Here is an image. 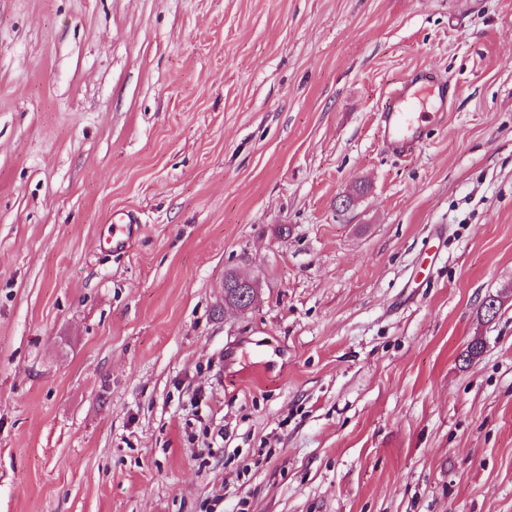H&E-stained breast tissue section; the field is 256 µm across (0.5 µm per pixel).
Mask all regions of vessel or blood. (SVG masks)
<instances>
[{"label": "vessel or blood", "instance_id": "vessel-or-blood-1", "mask_svg": "<svg viewBox=\"0 0 512 512\" xmlns=\"http://www.w3.org/2000/svg\"><path fill=\"white\" fill-rule=\"evenodd\" d=\"M419 82L436 86L439 97L444 98L448 95L445 80L434 73L421 72L416 74L414 80L399 85L380 113L384 140L391 143L399 152L408 155L417 150L421 138L422 115L416 110L420 102V93L415 88ZM136 231L137 226L132 218L122 216L118 222L113 223L108 243L113 249H124Z\"/></svg>", "mask_w": 512, "mask_h": 512}]
</instances>
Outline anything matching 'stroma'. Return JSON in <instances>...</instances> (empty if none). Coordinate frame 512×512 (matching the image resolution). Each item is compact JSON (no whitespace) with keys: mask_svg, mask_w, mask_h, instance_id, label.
Instances as JSON below:
<instances>
[{"mask_svg":"<svg viewBox=\"0 0 512 512\" xmlns=\"http://www.w3.org/2000/svg\"><path fill=\"white\" fill-rule=\"evenodd\" d=\"M0 512H512V0H0ZM419 82L427 83L415 90ZM432 84L437 86L440 98H448L447 81L433 72H419L392 92L380 112L384 140L401 153L411 155L419 147L423 112L413 111L420 102L422 91H435ZM136 225L129 215L120 217L118 223L113 222L112 231L107 240L113 250H121L127 246L138 229Z\"/></svg>","mask_w":512,"mask_h":512,"instance_id":"stroma-1","label":"stroma"}]
</instances>
